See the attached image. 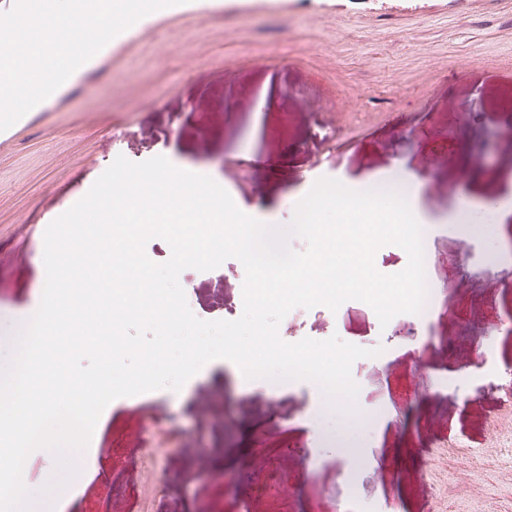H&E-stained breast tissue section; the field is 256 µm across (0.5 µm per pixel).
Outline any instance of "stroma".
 Instances as JSON below:
<instances>
[{
	"label": "stroma",
	"mask_w": 512,
	"mask_h": 512,
	"mask_svg": "<svg viewBox=\"0 0 512 512\" xmlns=\"http://www.w3.org/2000/svg\"><path fill=\"white\" fill-rule=\"evenodd\" d=\"M508 89L512 0L409 18L373 0L324 19L299 11L284 28L261 13L160 28L74 86L46 131L0 158V367L42 297L47 226L120 156L209 176L279 227L313 180L361 190L425 173L417 210L441 299L414 341L408 314L383 325L357 300L280 322L288 343L380 348L351 369L355 404L375 421L320 411L309 382L272 389L216 359L180 390L110 402L69 494L31 512H512V224L477 231L512 183ZM180 279L199 319L243 301L238 259ZM228 469L245 474L230 489Z\"/></svg>",
	"instance_id": "obj_1"
}]
</instances>
